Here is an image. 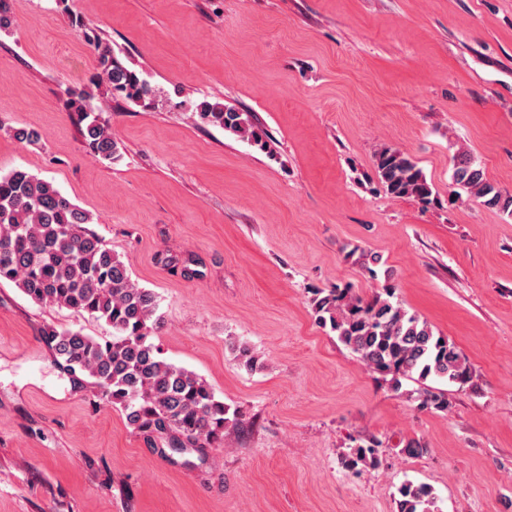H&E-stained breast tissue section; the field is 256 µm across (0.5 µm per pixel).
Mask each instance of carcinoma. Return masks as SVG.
Masks as SVG:
<instances>
[{
	"instance_id": "1",
	"label": "carcinoma",
	"mask_w": 512,
	"mask_h": 512,
	"mask_svg": "<svg viewBox=\"0 0 512 512\" xmlns=\"http://www.w3.org/2000/svg\"><path fill=\"white\" fill-rule=\"evenodd\" d=\"M98 59L93 75L78 97L84 117L93 98L91 87L107 81L132 100L151 95L149 83L124 66L112 48L90 39ZM199 118L254 143L261 134L244 114L232 108L200 104ZM18 142L42 144L33 127L11 129ZM94 156L114 162L119 154L108 124L97 118L83 130ZM379 183L390 195L430 201L432 190L417 164L398 150L385 148L374 160ZM453 180L487 208L512 215V194L491 183L475 160L463 155L455 163ZM90 216L52 183L25 169L0 175V281L14 283L33 302L65 307L103 320L112 339L100 341L80 331L50 327L44 337L57 361L72 375L91 380L107 402L122 409L128 423L148 438L167 440L170 448L203 450L224 442L240 424L237 411L216 398L195 373L166 362L148 337L158 328L159 303L150 290L131 281L123 261L87 227ZM395 288L366 300L348 288H316L313 310L318 323L330 327L337 339L373 372L398 391L402 381L421 384V404L448 411V393L426 385L428 380L464 385L472 381L468 358L448 338L393 301ZM246 369L260 366L246 345L234 348ZM382 442L362 439L341 455L350 472L380 463ZM397 512H435V497L425 484L407 481L398 488Z\"/></svg>"
}]
</instances>
